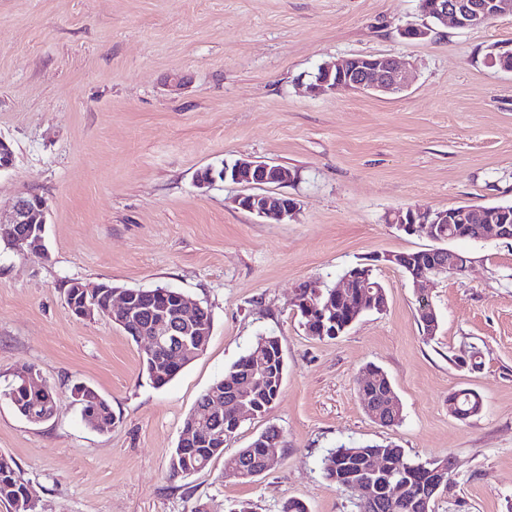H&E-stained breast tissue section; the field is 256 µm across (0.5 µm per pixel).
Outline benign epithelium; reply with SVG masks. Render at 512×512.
<instances>
[{"instance_id": "obj_1", "label": "benign epithelium", "mask_w": 512, "mask_h": 512, "mask_svg": "<svg viewBox=\"0 0 512 512\" xmlns=\"http://www.w3.org/2000/svg\"><path fill=\"white\" fill-rule=\"evenodd\" d=\"M425 14L435 16L439 22H451L458 29H469L485 25L488 21L512 15V0H423ZM407 88L406 72L400 63L389 56L361 58L355 63L350 61L328 63L322 66L315 82L309 89L315 94L326 92L342 93L347 91L378 92L396 94ZM224 181L249 189L238 196L241 209L260 218L280 223L292 217L299 210L298 202L285 194L265 191L253 192L251 188L262 185H282L294 179L293 173L273 163L241 158L234 164H224L221 172ZM12 224H27V234L17 240L21 247H36L43 244L46 233V218L35 224L31 216L45 213L46 206L38 204L36 195H21L10 206ZM388 223L399 230L413 234L423 228L434 238L456 236L466 224H479L480 238L512 240V211L506 209H480L469 205H458L436 211H415L398 209L389 214ZM370 267L357 268L354 275L343 279V288L336 289L335 300H329L323 306L316 307L317 318L310 319L314 324L316 336H338L340 331L332 327V317L336 315L334 303L348 297L351 289L358 288L359 310L371 309L381 311L385 308L387 297L385 290L369 280ZM448 272V262L443 253L432 252L428 267L412 271L414 282L428 281ZM319 291L312 284H304L297 290L295 304L309 310ZM175 336L174 328L164 313L156 315L152 335L145 337L147 349L164 350L163 337ZM368 481L347 484L351 489L364 491V499L375 509L386 502H395L405 490L401 478L403 468L397 464L388 474H381L373 466H366Z\"/></svg>"}]
</instances>
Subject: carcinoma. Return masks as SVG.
Listing matches in <instances>:
<instances>
[{"label": "carcinoma", "instance_id": "obj_1", "mask_svg": "<svg viewBox=\"0 0 512 512\" xmlns=\"http://www.w3.org/2000/svg\"><path fill=\"white\" fill-rule=\"evenodd\" d=\"M112 284L102 283L94 292L82 295L76 289L67 290V303L73 314L87 306H93L109 318L112 322H119L118 315L107 309V301L111 295ZM136 295L135 304L146 309L172 313L186 302L187 295L183 292L158 286L156 288L132 289ZM360 317L351 302L342 303L336 310V328L340 329ZM125 332L134 341L150 333L152 325L147 319L130 318L123 326ZM211 313L205 307L199 309L197 318L191 323L183 325L184 336L192 338L198 343L208 345L211 336ZM282 348L278 337L273 335L260 336L233 364L224 372V377L212 384L221 397L240 396L255 416L263 417L278 398L280 391L278 383L268 384L264 390L255 384L253 375L264 366L271 368L277 366ZM164 364L156 365L155 358L149 352H143V371L153 385L160 388L171 382L189 364V360L181 352L172 347L162 353ZM374 375L373 385L367 387L373 399L379 404H386L390 396L395 394L388 376L379 368H370ZM71 391L82 393L81 414L91 427L104 430L112 427L114 416L111 404L87 385L75 384ZM4 396L10 400L16 411L25 419L40 416L56 407V398L53 387L45 385L38 391L25 383L21 375L5 391ZM461 411H471L478 407V395L468 389H462L451 395ZM197 426L194 439L187 441L183 446L174 449L168 466L169 476L172 478L189 475L206 468L212 460L224 458V470L241 472L243 478H253V473L264 468V451L266 439L271 434L270 429L261 432L247 447L238 449L230 456H224V441L214 442L211 427L213 420L199 417L194 419V413H189L184 421V427ZM402 458L405 465L404 480L407 486L405 501L398 505L394 512H422L421 498L428 486L440 477L443 479L441 489L448 488L451 472L448 471V460H434L420 462L404 459V450L393 444L378 445L366 444L357 447L340 445L329 450L323 458V471L325 477L338 484L346 485L351 481L363 480L364 474L358 463L372 457H380L387 461L392 457ZM0 502L7 504L11 512H37V504L30 499L27 484L22 479L19 470L12 458L0 454Z\"/></svg>", "mask_w": 512, "mask_h": 512}]
</instances>
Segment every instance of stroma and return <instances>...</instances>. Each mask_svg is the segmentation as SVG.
<instances>
[{
  "label": "stroma",
  "instance_id": "obj_1",
  "mask_svg": "<svg viewBox=\"0 0 512 512\" xmlns=\"http://www.w3.org/2000/svg\"><path fill=\"white\" fill-rule=\"evenodd\" d=\"M423 22L418 0H0V138L15 154L0 205L35 194L47 206L44 251L0 244V392L25 366L56 392L38 424L0 395V453L38 512H281L291 500L353 512L356 492L326 479L323 457L388 443L452 458L435 512H512V240L452 241L466 271L420 289L381 260L433 245L389 224L394 210L512 205V73L487 62L512 49V16L401 37ZM374 55L409 63L405 91L308 92L324 62ZM240 158L292 171L279 190L299 203L293 218L242 210L229 182L198 188L200 170ZM368 262L385 309L337 338L309 336L297 287H337ZM74 282L179 289L212 315L205 352L154 387L123 330L71 314ZM422 295L439 321L428 341ZM269 334L286 363L280 394L224 448L272 424L278 465L237 479L218 458L169 478L197 398ZM370 365L401 401L399 425L362 406ZM76 383L111 403L110 429L84 422ZM460 389L483 403L464 421L448 411Z\"/></svg>",
  "mask_w": 512,
  "mask_h": 512
}]
</instances>
